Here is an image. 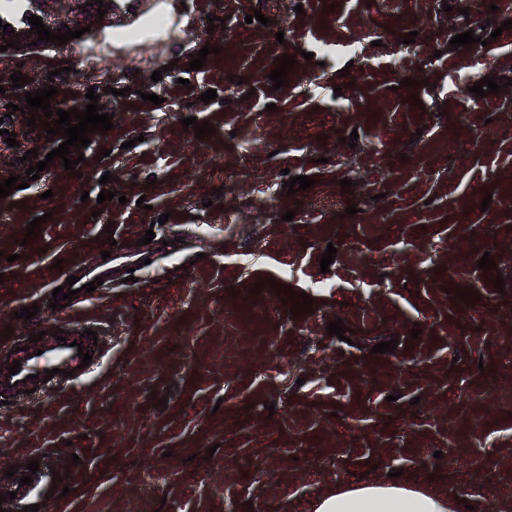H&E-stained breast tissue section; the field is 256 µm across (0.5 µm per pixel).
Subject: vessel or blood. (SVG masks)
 Wrapping results in <instances>:
<instances>
[{"instance_id": "b4317fda", "label": "vessel or blood", "mask_w": 512, "mask_h": 512, "mask_svg": "<svg viewBox=\"0 0 512 512\" xmlns=\"http://www.w3.org/2000/svg\"><path fill=\"white\" fill-rule=\"evenodd\" d=\"M31 15L28 0H10L7 7L0 9V22L9 28L27 25ZM153 23L137 20L134 32L140 37H164L170 32L168 22L171 12L168 0H156ZM125 255L114 253L110 258L93 270L80 267L71 268V275L77 276L79 284H87L95 278L111 279L115 265L127 263ZM45 333L38 343H31L28 336H19L0 341V404L13 401L19 392L33 389L39 393L60 390L65 379L64 371H72L75 377H82L79 370V351L89 352L93 360H100L104 355L102 345L94 343L92 337L83 335L81 326L66 322L60 325L45 324ZM64 330V340H57V330ZM19 363L21 371L10 374L9 365ZM40 467L33 476L31 484L17 488L16 497L9 501V512H22L23 507L38 505V512H48L45 502L54 483V474L45 454H38Z\"/></svg>"}]
</instances>
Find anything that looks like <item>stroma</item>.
Instances as JSON below:
<instances>
[{
	"label": "stroma",
	"mask_w": 512,
	"mask_h": 512,
	"mask_svg": "<svg viewBox=\"0 0 512 512\" xmlns=\"http://www.w3.org/2000/svg\"><path fill=\"white\" fill-rule=\"evenodd\" d=\"M169 2L167 40L116 43L114 14L65 8L43 14L45 26L81 38L0 52V116L52 84V108L85 109L91 89L113 122L71 150L76 170L50 158L35 180L25 147L0 145V180L26 183L0 198V331L32 333L17 313L34 304L53 320L61 268L96 265L113 247L152 259L66 312L107 346L89 374L0 410V494L8 468L51 449L60 471L81 460L52 512H312L336 484L395 469L473 512H512V90L477 97L459 82L465 70L512 80V29L501 28L512 10L503 0ZM256 9L269 25L246 22ZM212 14L232 31L209 26ZM468 30L479 43L452 47ZM348 36L364 39L362 57L299 59L273 88L282 55ZM206 45L205 65L189 70ZM16 72L26 87H13ZM346 80L340 110L334 88ZM210 88L216 99L201 101ZM186 117L213 134L196 137ZM293 175L314 184L288 194ZM265 185L272 206L249 208ZM104 188L115 200L99 201ZM281 285L310 295L312 312L291 314ZM336 320L348 341L327 334ZM393 339L394 353L375 352Z\"/></svg>",
	"instance_id": "1"
}]
</instances>
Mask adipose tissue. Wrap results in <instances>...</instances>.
<instances>
[{"label":"adipose tissue","mask_w":512,"mask_h":512,"mask_svg":"<svg viewBox=\"0 0 512 512\" xmlns=\"http://www.w3.org/2000/svg\"><path fill=\"white\" fill-rule=\"evenodd\" d=\"M313 512H457L448 495L398 479L337 485Z\"/></svg>","instance_id":"adipose-tissue-1"}]
</instances>
